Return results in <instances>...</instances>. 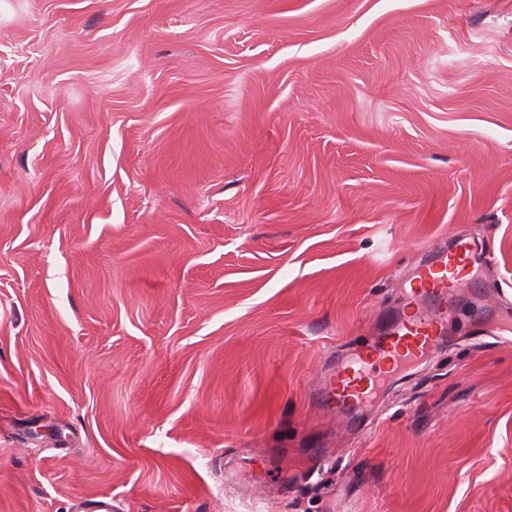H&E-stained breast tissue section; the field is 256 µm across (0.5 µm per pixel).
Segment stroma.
<instances>
[{
  "instance_id": "obj_1",
  "label": "stroma",
  "mask_w": 512,
  "mask_h": 512,
  "mask_svg": "<svg viewBox=\"0 0 512 512\" xmlns=\"http://www.w3.org/2000/svg\"><path fill=\"white\" fill-rule=\"evenodd\" d=\"M454 235L448 348L318 403ZM104 496L512 512V0H0V512Z\"/></svg>"
}]
</instances>
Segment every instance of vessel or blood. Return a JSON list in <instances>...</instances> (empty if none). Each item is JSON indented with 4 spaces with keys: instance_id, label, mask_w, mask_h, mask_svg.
<instances>
[{
    "instance_id": "1",
    "label": "vessel or blood",
    "mask_w": 512,
    "mask_h": 512,
    "mask_svg": "<svg viewBox=\"0 0 512 512\" xmlns=\"http://www.w3.org/2000/svg\"><path fill=\"white\" fill-rule=\"evenodd\" d=\"M474 245L457 238L434 248L430 258L414 267L405 290L410 314L390 320V330L368 351H348L329 371L322 387L323 398L354 414L387 379L388 366L402 367L430 357L448 339V307L458 292L478 286Z\"/></svg>"
}]
</instances>
